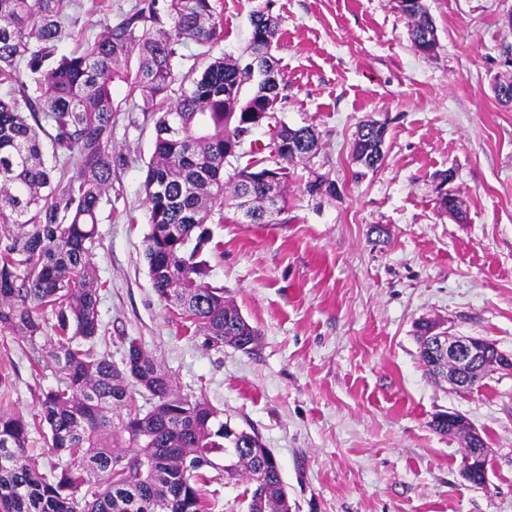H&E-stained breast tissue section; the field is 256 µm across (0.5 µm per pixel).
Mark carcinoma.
Instances as JSON below:
<instances>
[{
    "label": "carcinoma",
    "mask_w": 512,
    "mask_h": 512,
    "mask_svg": "<svg viewBox=\"0 0 512 512\" xmlns=\"http://www.w3.org/2000/svg\"><path fill=\"white\" fill-rule=\"evenodd\" d=\"M62 0H0V332L21 336L58 383L41 392L33 422L0 411V512H211L210 486L246 478V512H289L280 466L260 436L234 429L203 397L177 396L170 375L135 339L120 361L108 350L93 264L98 216L110 202L112 127L121 82L141 111L158 115L144 192L152 288L194 324L209 346L249 352L258 330L211 285L207 224L224 221L226 200L251 201L243 217L270 224L285 210L288 163L318 150L312 126L277 121L269 138L246 137L254 117L277 111L284 89L272 48L279 18L250 13L249 62L215 57L221 39L214 0H136L100 36L55 57L79 18ZM409 34L416 50L434 28L418 0ZM197 52L183 53L188 43ZM136 70L128 69L131 58ZM41 91L31 97L26 88ZM51 143L45 156L41 135ZM387 129L357 134L352 160L384 159ZM277 174L279 206L268 211L260 176ZM145 399L149 407L138 403ZM45 428L52 460L28 454L30 429Z\"/></svg>",
    "instance_id": "obj_1"
}]
</instances>
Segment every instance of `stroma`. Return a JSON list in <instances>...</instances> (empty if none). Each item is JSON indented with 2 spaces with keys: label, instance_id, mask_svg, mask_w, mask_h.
<instances>
[{
  "label": "stroma",
  "instance_id": "obj_1",
  "mask_svg": "<svg viewBox=\"0 0 512 512\" xmlns=\"http://www.w3.org/2000/svg\"><path fill=\"white\" fill-rule=\"evenodd\" d=\"M439 47L415 51L397 0H215L240 56L249 14L280 18L277 114L313 126L320 147L288 166L274 224L228 214L211 225L209 280L260 339L216 350L160 302L150 280L143 181L154 121L126 103L112 129V192L93 263L113 358L137 340L176 391L256 432L279 461L289 512H512V374L465 393L434 381L415 326L424 319L512 352V0H426ZM384 123V159L352 160L361 121ZM332 182L313 196L307 183ZM455 195L462 218L442 212ZM0 409L28 416L55 386L21 337L0 333ZM460 414L486 443L487 482L462 475L464 439L431 427Z\"/></svg>",
  "mask_w": 512,
  "mask_h": 512
}]
</instances>
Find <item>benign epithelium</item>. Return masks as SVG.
<instances>
[{"label": "benign epithelium", "instance_id": "obj_1", "mask_svg": "<svg viewBox=\"0 0 512 512\" xmlns=\"http://www.w3.org/2000/svg\"><path fill=\"white\" fill-rule=\"evenodd\" d=\"M423 347L438 364H448L446 380L453 391L470 390L480 375L490 368L512 373V353L500 350L496 344L481 337L431 331L424 337ZM481 441L478 431L469 430L468 443L463 448V475L471 483L478 479Z\"/></svg>", "mask_w": 512, "mask_h": 512}]
</instances>
